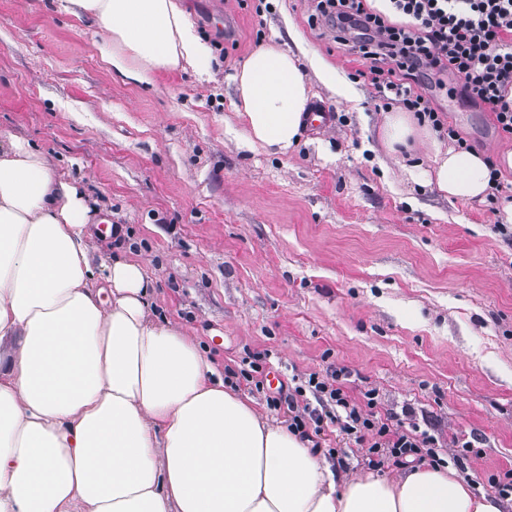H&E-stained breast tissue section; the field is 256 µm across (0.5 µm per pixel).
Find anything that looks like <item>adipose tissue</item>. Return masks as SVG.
<instances>
[{"mask_svg":"<svg viewBox=\"0 0 512 512\" xmlns=\"http://www.w3.org/2000/svg\"><path fill=\"white\" fill-rule=\"evenodd\" d=\"M54 3L106 32L98 48L123 83L209 72L177 0ZM234 80L248 148L293 150L313 97L297 56L260 47ZM380 137L392 155L429 147L415 182L450 200L488 195L486 157L444 147L413 113H386ZM93 209L28 142H0V512H502L444 464L338 487L154 312L140 263L114 261L96 285Z\"/></svg>","mask_w":512,"mask_h":512,"instance_id":"ef3b65f1","label":"adipose tissue"}]
</instances>
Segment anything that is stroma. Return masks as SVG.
<instances>
[{
  "label": "stroma",
  "instance_id": "1",
  "mask_svg": "<svg viewBox=\"0 0 512 512\" xmlns=\"http://www.w3.org/2000/svg\"><path fill=\"white\" fill-rule=\"evenodd\" d=\"M180 0L213 60L135 86L113 78L100 31L52 0H0V136L27 140L98 203L95 257L143 263L153 308L184 328L263 418L289 420L295 387L337 376L355 401L436 440L473 490L512 470V224L499 201L448 200L411 180L424 149L389 156L356 54L307 23V0ZM236 29L224 33V18ZM318 51L352 99L306 76L329 128L285 155L248 149L233 76L259 47ZM425 90L512 184V141L485 107ZM299 439L338 484L396 480L336 428Z\"/></svg>",
  "mask_w": 512,
  "mask_h": 512
}]
</instances>
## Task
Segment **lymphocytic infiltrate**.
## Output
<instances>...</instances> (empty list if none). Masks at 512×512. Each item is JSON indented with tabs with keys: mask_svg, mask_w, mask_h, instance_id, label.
Segmentation results:
<instances>
[{
	"mask_svg": "<svg viewBox=\"0 0 512 512\" xmlns=\"http://www.w3.org/2000/svg\"><path fill=\"white\" fill-rule=\"evenodd\" d=\"M389 13L371 8L367 0H311L308 24L325 28L333 42L358 54L376 91L379 109L394 104L415 113L461 150L471 145L449 125L432 97L419 92L423 79L436 81L448 96L485 106L499 132L512 140V0H389ZM402 23L389 21V14ZM452 84H445V76ZM308 386L328 397L331 411L315 416L357 442L367 443L371 456L396 461L433 447L427 433L406 431L391 418L376 414L375 390L364 404L353 402L342 386L312 375Z\"/></svg>",
	"mask_w": 512,
	"mask_h": 512,
	"instance_id": "lymphocytic-infiltrate-1",
	"label": "lymphocytic infiltrate"
}]
</instances>
